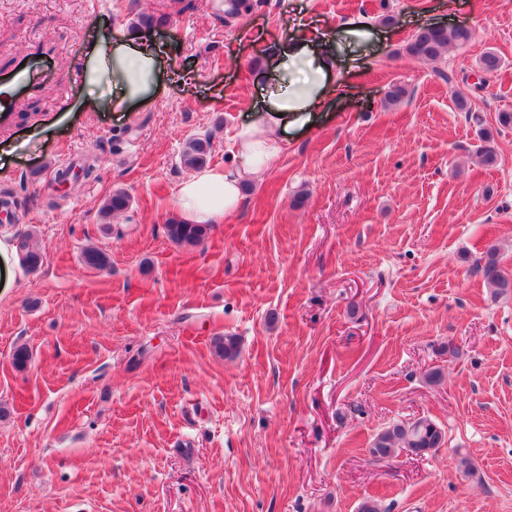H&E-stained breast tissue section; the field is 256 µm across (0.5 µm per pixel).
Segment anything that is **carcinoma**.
<instances>
[{"label":"carcinoma","mask_w":512,"mask_h":512,"mask_svg":"<svg viewBox=\"0 0 512 512\" xmlns=\"http://www.w3.org/2000/svg\"><path fill=\"white\" fill-rule=\"evenodd\" d=\"M223 18L232 19L250 9L247 0H224L222 2ZM470 40L467 31L459 28L429 27L413 36L406 51L422 60H436L454 44H465ZM501 66V58L493 51L484 52L478 61L479 72L491 75ZM210 154V140L193 138L186 142L182 160L186 167L198 169L203 167ZM130 205L129 195L116 190L105 201L103 211L107 214L119 213ZM168 238L179 245L196 246L207 236L208 225L189 224L182 220H171L165 225ZM21 263L28 269H35L42 263V256L23 241L19 245ZM86 265L101 269L109 265L108 255L97 247H88L83 252ZM479 264L485 282L494 293L507 295L512 292V276L504 272L497 260V249L489 247ZM216 348L227 359L235 358L239 353L236 337L226 336L216 343ZM445 444V434L437 424L428 418H419L412 422H393L378 432L372 441L370 453L380 459H390L402 452L427 454Z\"/></svg>","instance_id":"carcinoma-1"}]
</instances>
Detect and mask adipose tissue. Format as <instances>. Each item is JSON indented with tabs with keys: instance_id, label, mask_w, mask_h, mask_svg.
I'll list each match as a JSON object with an SVG mask.
<instances>
[{
	"instance_id": "ef3b65f1",
	"label": "adipose tissue",
	"mask_w": 512,
	"mask_h": 512,
	"mask_svg": "<svg viewBox=\"0 0 512 512\" xmlns=\"http://www.w3.org/2000/svg\"><path fill=\"white\" fill-rule=\"evenodd\" d=\"M339 50L327 26L304 18L298 19L288 38L275 43L267 66L278 73L281 86L265 98L259 119L244 122L237 129L244 165L236 170L193 172L177 195L178 209L186 222L205 224L239 206L242 183L267 173L284 134L311 124L336 94L338 86L333 78L341 65ZM89 57L96 62L111 58L115 88L112 109L126 112L143 100L163 72L166 50L160 43L135 34L114 43L96 40Z\"/></svg>"
}]
</instances>
